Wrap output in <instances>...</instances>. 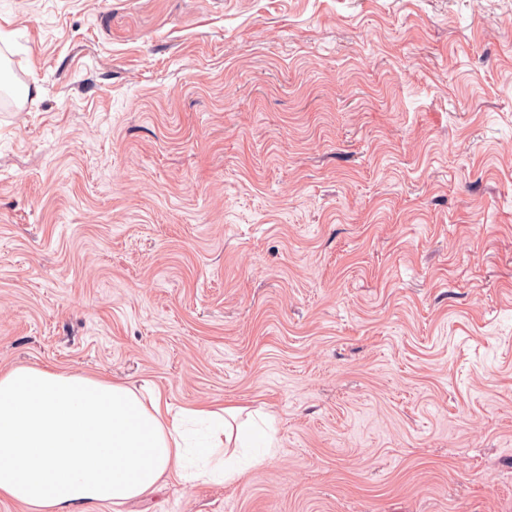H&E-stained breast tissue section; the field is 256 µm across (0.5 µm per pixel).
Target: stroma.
<instances>
[{
	"label": "stroma",
	"mask_w": 512,
	"mask_h": 512,
	"mask_svg": "<svg viewBox=\"0 0 512 512\" xmlns=\"http://www.w3.org/2000/svg\"><path fill=\"white\" fill-rule=\"evenodd\" d=\"M0 369L274 420L125 512H512V0H0Z\"/></svg>",
	"instance_id": "obj_1"
}]
</instances>
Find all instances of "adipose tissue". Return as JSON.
I'll return each mask as SVG.
<instances>
[{
	"mask_svg": "<svg viewBox=\"0 0 512 512\" xmlns=\"http://www.w3.org/2000/svg\"><path fill=\"white\" fill-rule=\"evenodd\" d=\"M242 408L172 411L161 393L81 374L0 370V498L30 512H98L172 480L233 483L268 457Z\"/></svg>",
	"mask_w": 512,
	"mask_h": 512,
	"instance_id": "obj_1",
	"label": "adipose tissue"
}]
</instances>
